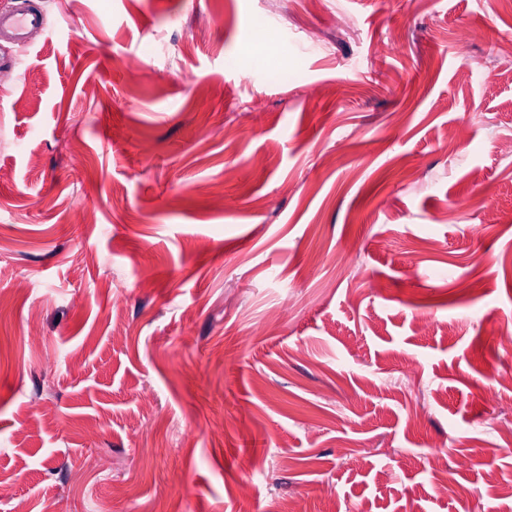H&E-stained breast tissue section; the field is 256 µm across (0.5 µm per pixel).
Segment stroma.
Masks as SVG:
<instances>
[{"label": "stroma", "mask_w": 512, "mask_h": 512, "mask_svg": "<svg viewBox=\"0 0 512 512\" xmlns=\"http://www.w3.org/2000/svg\"><path fill=\"white\" fill-rule=\"evenodd\" d=\"M34 3L0 512H512V0Z\"/></svg>", "instance_id": "stroma-1"}]
</instances>
